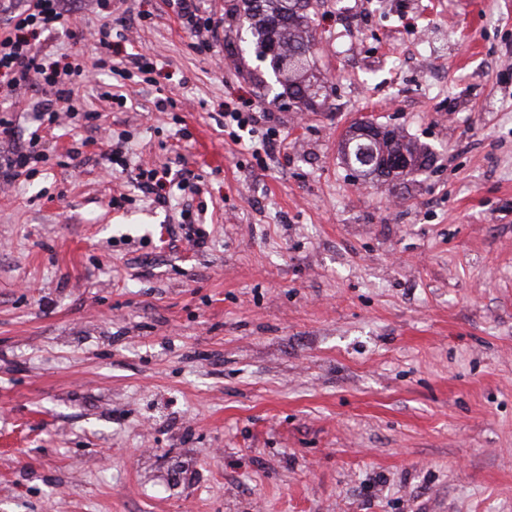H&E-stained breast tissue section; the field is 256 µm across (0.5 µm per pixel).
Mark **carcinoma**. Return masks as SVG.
Returning a JSON list of instances; mask_svg holds the SVG:
<instances>
[{"label":"carcinoma","instance_id":"carcinoma-1","mask_svg":"<svg viewBox=\"0 0 512 512\" xmlns=\"http://www.w3.org/2000/svg\"><path fill=\"white\" fill-rule=\"evenodd\" d=\"M311 8L312 0H244V14L253 20L247 31L256 57L268 63L288 98L306 106L328 98V88L310 67L314 46ZM403 154L418 161L427 159L415 142L394 129L365 128L356 123L341 141L344 163L364 179L406 178L404 172L393 174L380 169L385 159Z\"/></svg>","mask_w":512,"mask_h":512}]
</instances>
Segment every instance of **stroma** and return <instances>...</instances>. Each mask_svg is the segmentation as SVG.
Instances as JSON below:
<instances>
[{
	"mask_svg": "<svg viewBox=\"0 0 512 512\" xmlns=\"http://www.w3.org/2000/svg\"><path fill=\"white\" fill-rule=\"evenodd\" d=\"M202 7L208 49L167 0H112L151 76L114 77L122 107L80 87L99 120L58 104L46 161L0 180V512H512V0H316L332 92L305 110L242 0ZM100 22L68 0L37 47L93 65L73 32ZM228 106L283 149L258 163ZM361 116L427 166L353 178ZM140 167L202 191L157 205Z\"/></svg>",
	"mask_w": 512,
	"mask_h": 512,
	"instance_id": "stroma-1",
	"label": "stroma"
}]
</instances>
